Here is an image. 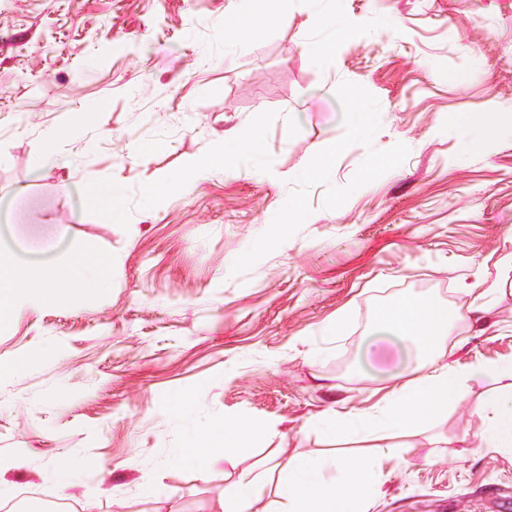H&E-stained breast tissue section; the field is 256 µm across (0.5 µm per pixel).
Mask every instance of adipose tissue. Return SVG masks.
Segmentation results:
<instances>
[{
    "mask_svg": "<svg viewBox=\"0 0 512 512\" xmlns=\"http://www.w3.org/2000/svg\"><path fill=\"white\" fill-rule=\"evenodd\" d=\"M262 153L257 138L232 137L222 140L209 154L193 158L171 177L149 183L147 202L158 201L173 192H189L210 175L233 170L250 178L261 170ZM80 192L92 206L101 208L108 220L121 219L116 202L124 192L116 178L83 182ZM111 260L95 258L79 249L63 263L34 270L16 263L11 248L0 243V320L8 321L21 312L46 303L68 302L76 292L104 296L111 284ZM468 312L445 305L405 297L382 310L384 326L400 337H415L425 361L413 376L392 387L384 400L366 410L352 409L324 415L316 428L330 440L347 433L382 442L389 434L426 426L433 418L458 402L464 384L482 380L489 394L475 411L486 422L476 445L512 457V362L476 363L464 370L437 364L456 324L468 319ZM264 424L228 418L218 424L193 427L176 458L203 469L219 458L234 453L246 442L272 434ZM389 454L364 457L292 455L271 458L261 471H245L225 486L220 512H254L263 487H271L281 512H367L387 478Z\"/></svg>",
    "mask_w": 512,
    "mask_h": 512,
    "instance_id": "adipose-tissue-1",
    "label": "adipose tissue"
}]
</instances>
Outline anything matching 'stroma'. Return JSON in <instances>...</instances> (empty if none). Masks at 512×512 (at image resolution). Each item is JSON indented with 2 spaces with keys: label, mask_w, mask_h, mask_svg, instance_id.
<instances>
[{
  "label": "stroma",
  "mask_w": 512,
  "mask_h": 512,
  "mask_svg": "<svg viewBox=\"0 0 512 512\" xmlns=\"http://www.w3.org/2000/svg\"><path fill=\"white\" fill-rule=\"evenodd\" d=\"M237 0H0V211L33 267L88 245L111 258L105 298L76 295L0 327V488L15 512H216L268 449L369 451L325 440L321 412L390 389L364 360L378 308L411 295L463 309L512 253V0H336L333 33L302 0L233 55ZM328 40L316 56L310 44ZM79 166L28 165L49 128ZM374 117L352 131L355 106ZM468 116L470 128L454 121ZM263 171L223 174L146 205L154 178L233 136ZM335 142L329 173L300 172ZM117 178L126 218L86 212L76 186ZM28 194L16 198L15 190ZM300 206L283 221L285 202ZM339 326L331 336L327 327ZM512 361V291L448 338L441 363ZM486 383L431 425L396 434L368 512H512V458L476 447ZM191 416L175 420L174 397ZM270 423L202 472L175 461L193 421ZM59 497L52 466L82 458Z\"/></svg>",
  "instance_id": "1"
}]
</instances>
